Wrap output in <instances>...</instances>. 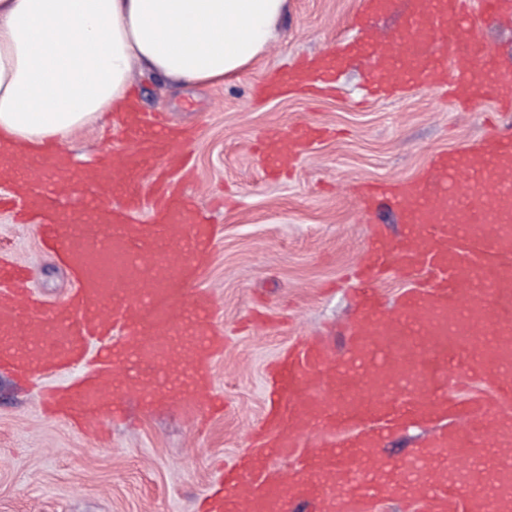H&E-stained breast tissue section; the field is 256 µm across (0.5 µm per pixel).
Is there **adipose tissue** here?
Here are the masks:
<instances>
[{"mask_svg": "<svg viewBox=\"0 0 512 512\" xmlns=\"http://www.w3.org/2000/svg\"><path fill=\"white\" fill-rule=\"evenodd\" d=\"M288 0H0V132L24 153L117 109L135 74L212 87L269 52Z\"/></svg>", "mask_w": 512, "mask_h": 512, "instance_id": "obj_1", "label": "adipose tissue"}]
</instances>
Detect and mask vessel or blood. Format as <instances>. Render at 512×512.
Listing matches in <instances>:
<instances>
[{
    "instance_id": "obj_1",
    "label": "vessel or blood",
    "mask_w": 512,
    "mask_h": 512,
    "mask_svg": "<svg viewBox=\"0 0 512 512\" xmlns=\"http://www.w3.org/2000/svg\"><path fill=\"white\" fill-rule=\"evenodd\" d=\"M408 30L390 44L371 35L334 54L304 61L287 81L265 83L264 98L284 88L331 89L346 60L369 59L368 88L385 95L401 86L449 90L465 107L477 97L512 111V82L500 79V62L483 40L485 29L512 16V0H416ZM126 154L100 156L95 175L72 169L53 149L19 159L0 149V166L19 183L9 203L23 219L42 218L45 249L67 266L73 287L65 302L34 298L19 267L0 259V368L32 381L42 374L93 363L79 380L52 390L47 409L85 435L96 434L122 412L112 387L128 381L143 408H151L159 378L172 386L189 381L195 395L186 409H214L210 366L224 350L208 293L182 302V285L194 258L211 246L216 228L171 182L156 179L148 222H141V180L157 169L179 170L189 160L185 138L158 115L134 110L116 124ZM312 124L289 136L265 138L269 170L289 169L321 138ZM78 180L81 197L69 211L58 204L67 184ZM366 206L399 207L405 232L399 239L374 233L360 267L358 324L351 332L352 358L380 351L383 363L359 379L340 370L327 350L305 342L268 371L266 409L259 446L225 468L205 497L201 512H376L385 493L358 459L362 438L347 433L348 420L373 418L386 434L435 417L458 416L463 427L432 434L419 443L397 473L392 493L406 512H505L501 495L475 502L449 484L447 467L468 469L475 439L499 443L500 401L512 399V126L462 151L444 152L427 173L408 184L363 183ZM426 274L422 287L403 289L394 315H386L375 286L393 274ZM190 368L188 379L173 364ZM468 381L493 371V399L461 402L443 385H430L435 371ZM311 427L320 440L298 446L288 432ZM298 458L307 479L292 487L274 462Z\"/></svg>"
}]
</instances>
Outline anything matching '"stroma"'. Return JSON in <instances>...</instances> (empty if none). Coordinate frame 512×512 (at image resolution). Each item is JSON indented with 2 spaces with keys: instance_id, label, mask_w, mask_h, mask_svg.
<instances>
[{
  "instance_id": "1",
  "label": "stroma",
  "mask_w": 512,
  "mask_h": 512,
  "mask_svg": "<svg viewBox=\"0 0 512 512\" xmlns=\"http://www.w3.org/2000/svg\"><path fill=\"white\" fill-rule=\"evenodd\" d=\"M359 3L288 0L277 44L222 85L196 91L157 78L135 84L131 97L142 111L166 112L173 126L193 134L194 163L173 178L209 211L217 234L186 290L213 300L224 351L211 367L212 390L228 406L201 428L178 405L146 410L128 397L125 421L86 438L41 410L43 392L72 373H49L26 388L1 369L0 512H197L215 461L232 463L253 445L268 365L306 339L334 354L344 350L358 286L352 271L365 242L376 231L392 239L401 232L398 211L363 210L354 185L414 181L436 154L470 147L497 120L490 101L460 111L427 86L388 100L363 98L367 62L359 57L341 69L336 93L256 97L260 84L301 57L335 50ZM303 121L331 133L291 173L267 174L259 140ZM111 145L105 122L76 132L63 150L87 167ZM0 251L29 267L43 301L66 300L70 271L42 254L35 225L0 212ZM433 429L428 422L384 440L373 453L383 466L370 478H389L386 464H400Z\"/></svg>"
}]
</instances>
